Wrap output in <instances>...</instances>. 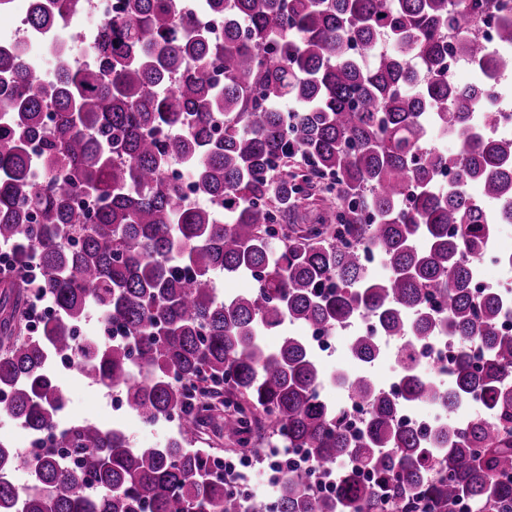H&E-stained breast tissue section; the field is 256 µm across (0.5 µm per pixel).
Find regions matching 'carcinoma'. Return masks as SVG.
Here are the masks:
<instances>
[{
    "instance_id": "carcinoma-1",
    "label": "carcinoma",
    "mask_w": 512,
    "mask_h": 512,
    "mask_svg": "<svg viewBox=\"0 0 512 512\" xmlns=\"http://www.w3.org/2000/svg\"><path fill=\"white\" fill-rule=\"evenodd\" d=\"M222 2L216 42L177 0H124V15L94 33V64L63 60L36 93L17 52L0 49V82L13 84L0 92V412L34 433L61 423L48 369L63 354L122 390L143 423L178 422L165 445L146 447L116 427L70 423L29 465L0 441V512H264L196 446L220 405L216 429L238 446L295 448L336 473L321 496L310 471L288 470L277 512H512V334L501 330L512 293L470 291L474 263L512 218V137L482 133L477 112L512 72V17L493 53L468 34L478 2ZM82 8L46 0L27 26L42 34ZM449 56L468 59L476 80L448 77ZM219 111L221 136L210 126ZM448 134L456 151L432 145ZM172 164L202 203L166 178ZM81 195L94 212L73 207ZM315 195L325 209L309 235L278 233ZM368 250L384 276L366 267ZM218 272L255 286L224 298ZM43 302L53 311L29 334ZM91 307L124 339H77ZM363 320L372 327L350 346L361 368L339 378L368 408L354 437L306 337L271 351L262 336ZM382 336L403 338L388 390L366 370ZM436 339L463 347L443 384L415 368ZM471 397L487 413L460 427L399 420L407 404L451 413Z\"/></svg>"
}]
</instances>
